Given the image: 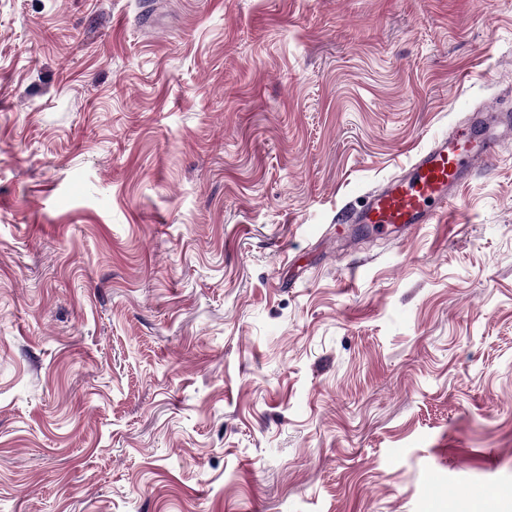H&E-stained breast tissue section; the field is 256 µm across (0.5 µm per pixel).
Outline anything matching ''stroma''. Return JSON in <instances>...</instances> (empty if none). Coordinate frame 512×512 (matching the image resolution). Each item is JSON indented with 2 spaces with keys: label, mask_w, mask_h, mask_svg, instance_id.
<instances>
[{
  "label": "stroma",
  "mask_w": 512,
  "mask_h": 512,
  "mask_svg": "<svg viewBox=\"0 0 512 512\" xmlns=\"http://www.w3.org/2000/svg\"><path fill=\"white\" fill-rule=\"evenodd\" d=\"M512 0H0V512H448L512 490ZM511 112L470 111L464 131L437 136L416 152L399 173L368 194L362 210L349 214L348 224H371L373 229L394 228L398 232L438 224L461 186L496 159L504 142L512 141ZM485 114L495 119L489 122Z\"/></svg>",
  "instance_id": "obj_1"
}]
</instances>
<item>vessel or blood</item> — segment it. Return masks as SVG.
<instances>
[{"instance_id":"1","label":"vessel or blood","mask_w":512,"mask_h":512,"mask_svg":"<svg viewBox=\"0 0 512 512\" xmlns=\"http://www.w3.org/2000/svg\"><path fill=\"white\" fill-rule=\"evenodd\" d=\"M465 124V130L435 137L416 152L399 173L368 194L362 210L349 214V223L400 232L439 223L461 186L496 159L504 142L512 141L511 111L500 109L489 117L475 109Z\"/></svg>"}]
</instances>
